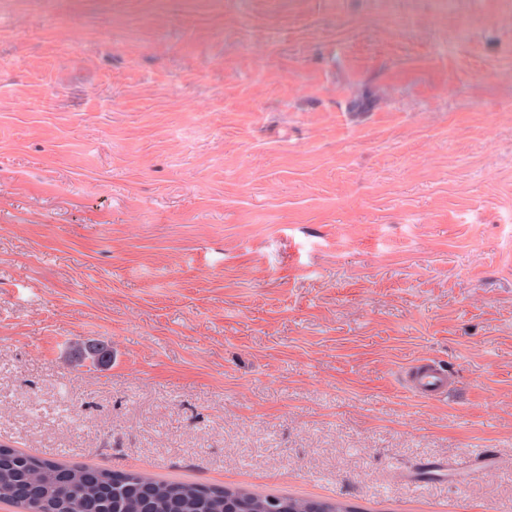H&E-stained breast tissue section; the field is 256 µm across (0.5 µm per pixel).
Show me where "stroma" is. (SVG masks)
Listing matches in <instances>:
<instances>
[{"label":"stroma","instance_id":"obj_1","mask_svg":"<svg viewBox=\"0 0 512 512\" xmlns=\"http://www.w3.org/2000/svg\"><path fill=\"white\" fill-rule=\"evenodd\" d=\"M0 443L512 512V0H0ZM447 385L446 371L435 365L419 369L410 383L412 391L420 395L442 391Z\"/></svg>","mask_w":512,"mask_h":512}]
</instances>
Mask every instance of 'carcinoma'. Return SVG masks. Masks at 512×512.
Masks as SVG:
<instances>
[{
	"label": "carcinoma",
	"mask_w": 512,
	"mask_h": 512,
	"mask_svg": "<svg viewBox=\"0 0 512 512\" xmlns=\"http://www.w3.org/2000/svg\"><path fill=\"white\" fill-rule=\"evenodd\" d=\"M0 503L15 512H355L340 501L166 480L147 471L60 461L4 444Z\"/></svg>",
	"instance_id": "obj_1"
}]
</instances>
